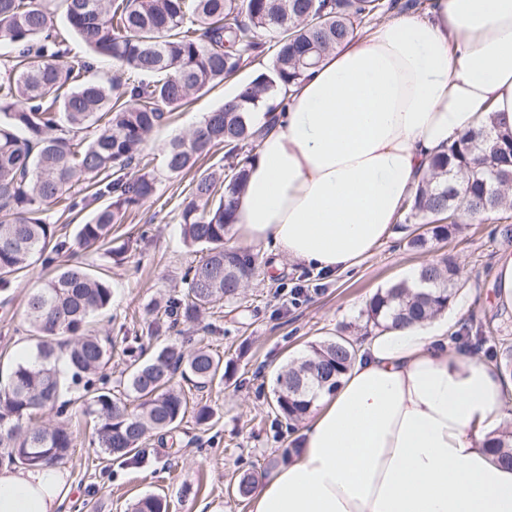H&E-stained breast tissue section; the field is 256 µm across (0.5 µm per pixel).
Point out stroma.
Segmentation results:
<instances>
[{
    "label": "stroma",
    "instance_id": "35a3bbf8",
    "mask_svg": "<svg viewBox=\"0 0 512 512\" xmlns=\"http://www.w3.org/2000/svg\"><path fill=\"white\" fill-rule=\"evenodd\" d=\"M277 50L273 39L263 38L253 63L174 113L172 121L154 133L147 151L159 153L172 136L198 125L247 84L256 70L271 66ZM196 176L193 170L178 175L158 172L155 196L112 231L117 255L107 259L102 250L79 248L74 258L112 285V307L95 317L92 327L109 331L113 345L138 336L152 349L174 342L188 349L205 346L223 356L233 377L230 383L191 392L192 411L202 405L213 410L208 425H197L191 412L173 435L148 438L144 460L135 467L99 452L93 424L77 402L80 392L70 390L73 403L67 413L60 418L47 416L51 422L62 419L74 432L73 450L61 465L72 483L64 512H87L90 504L96 512H128L135 499L147 494L165 498L168 512H250L249 499L235 493L240 475L247 471L258 479L268 477L282 465V452L290 442L287 430L274 425L269 413L275 374L312 342L337 335L360 339L369 298L440 256L452 255L462 269L456 296L462 304L458 323L495 319L498 331L486 337V345L503 339L512 343V310L496 300L495 263L502 255H512V240L500 235L506 221L501 212L468 223L427 251L408 248L405 231L395 230L360 267L341 275L277 257L260 244L248 246L260 272L237 300L215 307L200 323L181 331L149 334L153 315L148 305L181 293L187 267L200 257L184 244L180 233L181 203ZM52 273V268L36 261L9 287L0 289V365L16 362L19 348L33 347L24 321L26 296Z\"/></svg>",
    "mask_w": 512,
    "mask_h": 512
}]
</instances>
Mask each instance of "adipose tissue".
I'll list each match as a JSON object with an SVG mask.
<instances>
[{
  "instance_id": "1",
  "label": "adipose tissue",
  "mask_w": 512,
  "mask_h": 512,
  "mask_svg": "<svg viewBox=\"0 0 512 512\" xmlns=\"http://www.w3.org/2000/svg\"><path fill=\"white\" fill-rule=\"evenodd\" d=\"M512 125V0H431L326 55L265 127L239 195L242 243L344 273L393 234L430 159L488 117ZM447 315L371 332L316 399L298 455L250 512H512V467L487 441L512 378L450 345ZM43 464L0 470V512H62Z\"/></svg>"
}]
</instances>
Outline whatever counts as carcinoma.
Here are the masks:
<instances>
[{"label": "carcinoma", "instance_id": "cac0c4a2", "mask_svg": "<svg viewBox=\"0 0 512 512\" xmlns=\"http://www.w3.org/2000/svg\"><path fill=\"white\" fill-rule=\"evenodd\" d=\"M382 0H0V288L37 257L53 262L71 246L49 222L47 207L62 199L80 205L75 186L87 182L100 202L79 225L80 247L112 243V227L156 192L143 146L169 116L252 62L260 37L277 39L272 65L255 73L229 103L208 112L190 132L162 149L167 173L194 168L214 149H224V172H202L183 199L186 246L202 253L184 277L186 291L169 298L164 318L150 333L192 323L220 301L236 299L255 272V260L224 247L234 226V204L243 191L262 130L247 113L265 112L274 124L290 92L331 50L356 37L358 24L383 11ZM61 15L90 56L68 60L53 25ZM109 59L112 76L89 77ZM430 176L405 205L401 223L424 229L407 242L427 250L456 234L462 219L512 209V129L483 123L434 155ZM462 270L450 256L420 266L417 284L402 279L373 294L363 315L375 328L390 320L411 324L448 310ZM109 283L82 264L68 263L32 292L26 320L32 354L14 363L0 385V462L32 467L63 462L72 450L64 423L36 424L34 414L61 416L66 381L83 387L85 414L96 419L101 452L124 465L144 459L141 445L152 433L180 426L188 398L176 378L201 391L231 380L216 352L185 351L175 344L143 357L132 340L123 389L102 375L112 359V340L89 329L107 312ZM356 355L343 337L309 345L287 363L273 388V421L295 429L317 394L336 388ZM489 360L512 366V346L491 347ZM137 403L128 411V402ZM492 452L512 466V431L491 440ZM132 512H167L159 495L137 500Z\"/></svg>", "mask_w": 512, "mask_h": 512}]
</instances>
